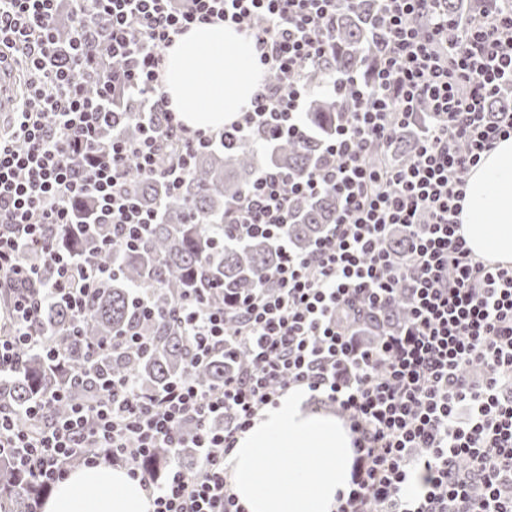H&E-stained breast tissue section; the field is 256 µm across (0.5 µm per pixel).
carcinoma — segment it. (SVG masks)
<instances>
[{
	"label": "carcinoma",
	"mask_w": 512,
	"mask_h": 512,
	"mask_svg": "<svg viewBox=\"0 0 512 512\" xmlns=\"http://www.w3.org/2000/svg\"><path fill=\"white\" fill-rule=\"evenodd\" d=\"M374 9L375 0L339 2L330 58L305 73L308 87L315 92L306 100L299 136L273 140L268 152L257 139L241 141L227 150L202 149L193 158L190 174L175 191L154 176L132 171L129 185L136 200L157 212L156 223L149 228L143 243L133 249H108L103 243L110 233L108 224L92 226L87 238L72 236L66 227L56 229L59 246L79 259L90 253L95 255L99 262L112 268V279L96 290L82 319H74L62 304L51 306L38 316L33 330L45 338L47 346L19 350L16 370L0 380L1 404L23 415L36 398L50 396L65 385L70 399L88 400L101 382L114 375L132 376L143 392L158 393L186 373L192 358L191 344L171 318L177 300L206 289L209 305L222 308L224 301L247 295L259 278L283 259L279 242L270 238L223 243L214 230L232 228L221 224L225 207L248 189L262 167L299 177L321 165L343 103L332 73L347 77L365 72ZM417 134L416 129L401 133L385 152H372L370 162L402 164L412 156ZM339 207L338 196L330 191L296 200L286 230L293 252L305 253L319 242L335 222ZM407 241L401 228L391 238V252L400 261L406 255ZM137 291L149 295L156 312L154 318L142 317L134 302ZM384 315L392 330L406 322V290L400 291ZM131 330L150 341L148 350L110 348L113 337ZM104 344L109 348L97 355L93 370L80 379L75 377L74 371L84 366L88 350ZM50 347L64 351L65 366L47 358ZM246 362L244 349L238 346L228 359L222 352L210 356L194 371V378L202 384H219L224 375L237 371ZM169 456L170 449L161 448L145 460L144 467L160 474ZM46 495L47 490L25 481L0 463L3 512H31L37 498Z\"/></svg>",
	"instance_id": "carcinoma-1"
}]
</instances>
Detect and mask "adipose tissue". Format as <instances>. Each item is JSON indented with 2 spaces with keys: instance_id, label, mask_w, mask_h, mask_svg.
Listing matches in <instances>:
<instances>
[{
  "instance_id": "ef3b65f1",
  "label": "adipose tissue",
  "mask_w": 512,
  "mask_h": 512,
  "mask_svg": "<svg viewBox=\"0 0 512 512\" xmlns=\"http://www.w3.org/2000/svg\"><path fill=\"white\" fill-rule=\"evenodd\" d=\"M254 41L221 21L193 25L164 51L168 109L192 129L220 130L235 121L261 86ZM459 233L479 258L512 264V137L500 139L467 177ZM301 387L264 410L237 438L229 459L232 488L246 512H335L347 492L353 436L335 414L311 411ZM291 468H283V456ZM153 496L125 470L73 469L42 512H153Z\"/></svg>"
}]
</instances>
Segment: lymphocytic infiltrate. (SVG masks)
I'll use <instances>...</instances> for the list:
<instances>
[{"mask_svg":"<svg viewBox=\"0 0 512 512\" xmlns=\"http://www.w3.org/2000/svg\"><path fill=\"white\" fill-rule=\"evenodd\" d=\"M72 37L60 44L61 2ZM337 0H0V59L22 64L24 93L0 130V286L13 291L8 331L0 330V377L20 348H36L42 308L65 301L82 317L111 268L60 249L54 228L112 227V246L140 241L155 213L136 204L129 170L177 189L198 150L234 146L254 133L300 131L308 66L328 57ZM445 0H376L370 80L348 77L347 106L327 161L292 179L264 169L229 207L239 238L285 240L291 196L326 191L341 207L328 236L278 267L229 308L203 295L175 314L192 338V366L212 352L245 346L246 369L222 383L193 375L144 394L126 378L102 384L89 402L43 422L59 391L17 416L0 408V459L42 486L63 480L69 459L118 465L152 490L154 512H245L228 481L239 433L294 385L334 404L354 435L350 488L336 512H512V267L474 256L459 235L469 170L501 137L512 109L488 113V99L512 90V0H483L457 41ZM219 19L251 36L265 72L250 107L222 131L190 130L166 107L164 50L195 22ZM141 114L162 113L164 129L135 141L119 128L130 115L112 106L115 89ZM419 127L401 168L372 165L403 129ZM179 141L177 163L161 167L163 139ZM89 201L88 218L75 203ZM408 231L406 260L390 262L394 226ZM54 266L43 280L31 260ZM407 286L410 311L398 333L369 348L358 341L365 315ZM156 448H193L194 475L169 464L165 476L143 462ZM417 481L408 495L404 487Z\"/></svg>","mask_w":512,"mask_h":512,"instance_id":"f902f5d3","label":"lymphocytic infiltrate"}]
</instances>
